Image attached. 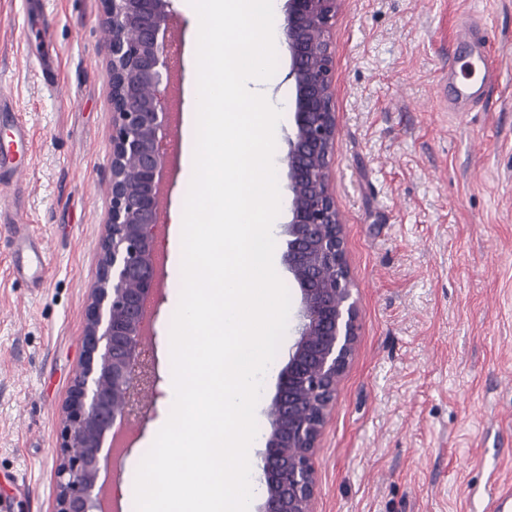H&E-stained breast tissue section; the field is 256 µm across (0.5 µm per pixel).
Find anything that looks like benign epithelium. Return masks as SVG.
I'll return each instance as SVG.
<instances>
[{"label":"benign epithelium","instance_id":"1","mask_svg":"<svg viewBox=\"0 0 512 512\" xmlns=\"http://www.w3.org/2000/svg\"><path fill=\"white\" fill-rule=\"evenodd\" d=\"M340 0H286L293 124L284 157L290 220L282 262L295 282L296 339L266 406L270 430L257 465L265 495L258 512H314L313 459L353 355L359 309L349 288L340 214L330 190L336 142L329 31ZM112 72L111 209L91 289L84 358L66 407L55 512H102L99 484L107 437L145 414L160 381L142 351L145 307L163 279L159 253L173 70L167 32L172 0H103Z\"/></svg>","mask_w":512,"mask_h":512}]
</instances>
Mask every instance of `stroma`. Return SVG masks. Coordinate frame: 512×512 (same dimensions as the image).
I'll return each instance as SVG.
<instances>
[{"label": "stroma", "instance_id": "stroma-1", "mask_svg": "<svg viewBox=\"0 0 512 512\" xmlns=\"http://www.w3.org/2000/svg\"><path fill=\"white\" fill-rule=\"evenodd\" d=\"M185 90L197 79L194 15L173 0ZM501 66L467 111L448 109L461 31ZM334 49L331 188L354 299V354L315 455V512H489L512 486V0H341ZM49 55L56 86L43 80ZM0 144L32 131L22 182L0 206L47 248L39 281L16 275L0 223V501L55 512L64 411L84 353L86 309L111 208L112 77L102 0H0ZM178 285L164 279L144 348L161 380L128 449L101 480L129 479L170 411Z\"/></svg>", "mask_w": 512, "mask_h": 512}]
</instances>
